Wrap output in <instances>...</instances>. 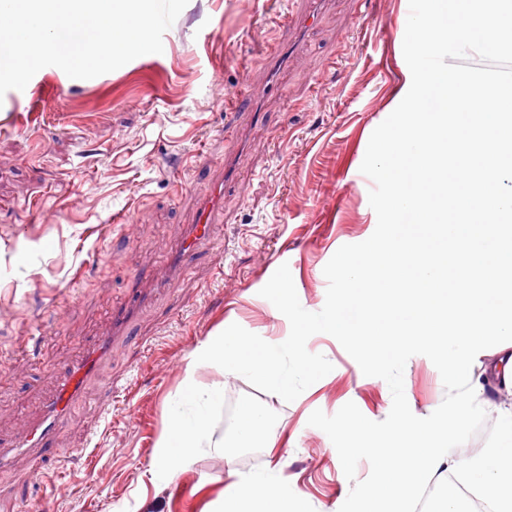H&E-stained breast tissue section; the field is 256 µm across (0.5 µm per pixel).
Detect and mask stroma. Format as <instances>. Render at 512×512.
<instances>
[{
    "instance_id": "35a3bbf8",
    "label": "stroma",
    "mask_w": 512,
    "mask_h": 512,
    "mask_svg": "<svg viewBox=\"0 0 512 512\" xmlns=\"http://www.w3.org/2000/svg\"><path fill=\"white\" fill-rule=\"evenodd\" d=\"M282 0H189L164 50L119 69L72 79L39 70L0 98V448L20 419L39 418L55 375L109 330L113 304L140 282L145 260L166 282L135 339L105 361L65 421L57 453L0 470V512L48 493L43 476L74 475L51 512H221L235 474L275 470L301 512H339L352 487L314 410L347 402L374 421L392 406L386 381L365 376L332 336L310 337L332 371L278 415L270 449L240 457L206 450L157 476L168 409L181 394L186 355L222 326L282 343L290 324L260 289L288 265L304 309L319 311L323 269L339 247L369 238L373 181L361 173L370 136L411 85L402 17L408 0H324L300 34L307 51L280 78L282 106L243 131L246 163L222 195L221 223L187 271L163 261L197 217L198 196L221 175L224 98L260 72L278 34ZM141 210L131 232L113 214ZM407 402L430 415L446 391L433 363L412 356Z\"/></svg>"
}]
</instances>
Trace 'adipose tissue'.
Instances as JSON below:
<instances>
[{
  "label": "adipose tissue",
  "mask_w": 512,
  "mask_h": 512,
  "mask_svg": "<svg viewBox=\"0 0 512 512\" xmlns=\"http://www.w3.org/2000/svg\"><path fill=\"white\" fill-rule=\"evenodd\" d=\"M453 97L445 87L430 86L413 107V118L402 132L413 147L393 157L396 176L390 191L405 223L446 222L439 210L413 207L417 188L434 193L433 164L462 159L474 153L480 159L477 179L495 184L503 157L512 158V114L501 112V98L485 96L486 109L471 120L469 139L449 144L446 119ZM491 207L465 215V227L452 238L427 232L409 234L393 229L388 241L376 245L342 266V292L322 327L340 337L362 360L380 364L408 346H427L441 358L450 374L482 392L500 377L512 376V235H503L492 219ZM465 257L468 282L452 294L441 285L448 261ZM389 268L402 276L399 298L411 316L394 331L369 311L362 284L377 270ZM224 512H300L292 489L273 473L242 475L236 489L225 495Z\"/></svg>",
  "instance_id": "adipose-tissue-1"
}]
</instances>
